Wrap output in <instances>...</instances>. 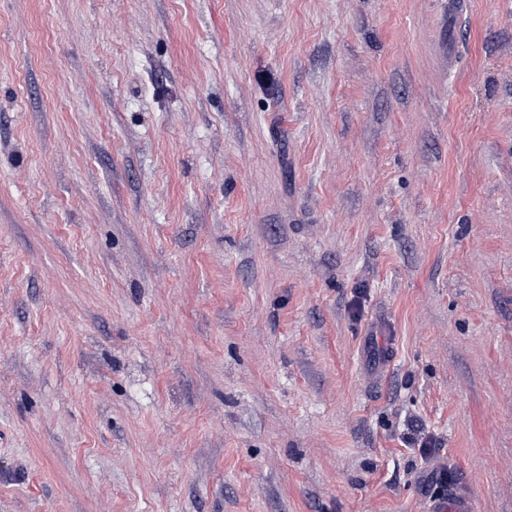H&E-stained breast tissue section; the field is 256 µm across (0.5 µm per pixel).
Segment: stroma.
I'll return each mask as SVG.
<instances>
[{
	"mask_svg": "<svg viewBox=\"0 0 512 512\" xmlns=\"http://www.w3.org/2000/svg\"><path fill=\"white\" fill-rule=\"evenodd\" d=\"M512 512V0H0V512ZM427 509V512H473L470 497L462 492L434 499Z\"/></svg>",
	"mask_w": 512,
	"mask_h": 512,
	"instance_id": "stroma-1",
	"label": "stroma"
}]
</instances>
